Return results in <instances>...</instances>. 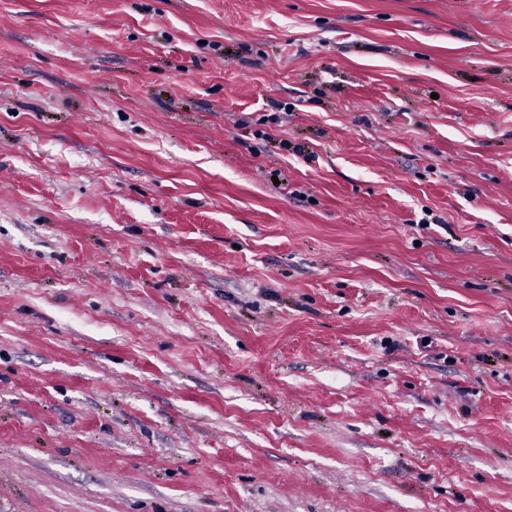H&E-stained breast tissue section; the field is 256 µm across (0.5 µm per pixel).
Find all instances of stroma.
<instances>
[{
	"label": "stroma",
	"mask_w": 512,
	"mask_h": 512,
	"mask_svg": "<svg viewBox=\"0 0 512 512\" xmlns=\"http://www.w3.org/2000/svg\"><path fill=\"white\" fill-rule=\"evenodd\" d=\"M0 512H512V0H0Z\"/></svg>",
	"instance_id": "35a3bbf8"
}]
</instances>
